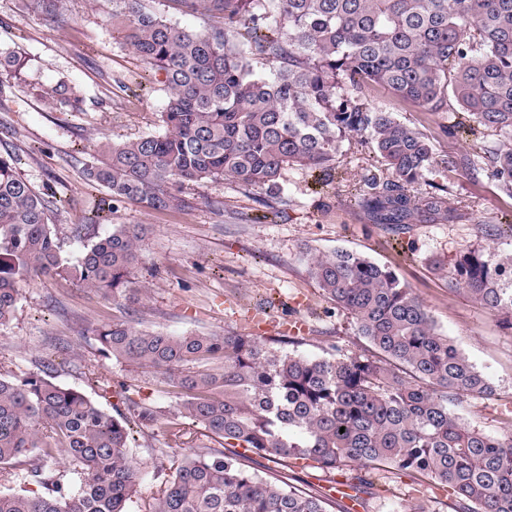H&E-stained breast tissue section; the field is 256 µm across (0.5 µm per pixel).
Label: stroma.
Returning <instances> with one entry per match:
<instances>
[{
  "label": "stroma",
  "mask_w": 512,
  "mask_h": 512,
  "mask_svg": "<svg viewBox=\"0 0 512 512\" xmlns=\"http://www.w3.org/2000/svg\"><path fill=\"white\" fill-rule=\"evenodd\" d=\"M111 10L110 0H63L53 16L28 8L24 0H0V49L28 62L23 82L0 97V152L15 154L21 175L59 199L52 222L65 259L76 260L83 250V240L70 235L72 225H87L92 237L116 224L144 225L142 255L132 273L143 294L134 303L115 301L67 280L32 277L20 288L13 320L0 327V374L21 375L49 364L56 382L87 390L108 412L125 415L134 402L175 409L178 397L162 373L133 370L99 355L83 333L107 323L130 322L175 336L251 333L281 339L282 351L311 357L324 356L336 344L353 354L370 353L351 316L332 308L308 272L310 255L344 249L390 267L412 289L438 330L495 389L488 398L461 396L453 412L470 428L502 433L512 423V331L496 313L450 292L429 261L487 244V230L512 211V199L484 174L438 167L427 179L447 187L450 203L460 209L458 221L430 218L391 232L354 205L361 174L379 164L374 153L353 143L344 147L326 181L299 167L285 168V202L275 216L261 203L263 190L231 179L179 187L185 204L178 208L155 211L124 201L104 210L105 191L87 179L86 162L102 144L161 133L167 99L161 74L113 33ZM60 79L76 85V107L34 94V87ZM370 100L431 135L437 156L468 151L471 132L442 135L436 117L383 91ZM185 429L184 437L174 438L134 425L129 452L141 470L128 512H147L188 456L223 450V440L203 427L189 422ZM244 462L315 493L336 482L333 474L302 460L276 463L249 452ZM421 507L450 512L447 491L405 477H380L357 512Z\"/></svg>",
  "instance_id": "35a3bbf8"
}]
</instances>
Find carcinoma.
<instances>
[{
  "label": "carcinoma",
  "instance_id": "carcinoma-1",
  "mask_svg": "<svg viewBox=\"0 0 512 512\" xmlns=\"http://www.w3.org/2000/svg\"><path fill=\"white\" fill-rule=\"evenodd\" d=\"M108 21L164 77V132L106 144L85 164L112 203L179 205L176 184L228 177L280 199L287 166L331 175L344 143L368 145L385 174L363 177L358 207L375 224L421 216L453 224L448 191L419 189L438 165L483 172L512 198V0H167L193 15L179 28L145 0H111ZM272 65L257 75L252 60ZM0 51V96L26 68ZM383 90L422 112L451 111L495 133L459 158L439 159L429 136L370 106ZM36 94L78 98L68 84ZM0 153V326L34 275L61 277L112 298L139 292L131 272L142 226L123 224L62 258L52 224L57 197L36 190ZM434 269L451 290L495 311L512 329V253L468 246ZM322 295L346 311L375 354L279 353L249 334L171 336L112 323L91 330L97 352L166 375L181 395L173 411L106 412L48 370L0 375V480L24 465L43 494L0 493V512H127L140 464L129 454L130 418L173 437L189 419L231 447L301 459L328 473L378 470L441 486L452 512H512V427L490 436L450 409L463 395L490 396L486 376L438 331L396 274L347 250L310 259ZM74 475L72 492L66 478ZM350 512L235 456L198 452L176 469L149 512Z\"/></svg>",
  "mask_w": 512,
  "mask_h": 512
}]
</instances>
